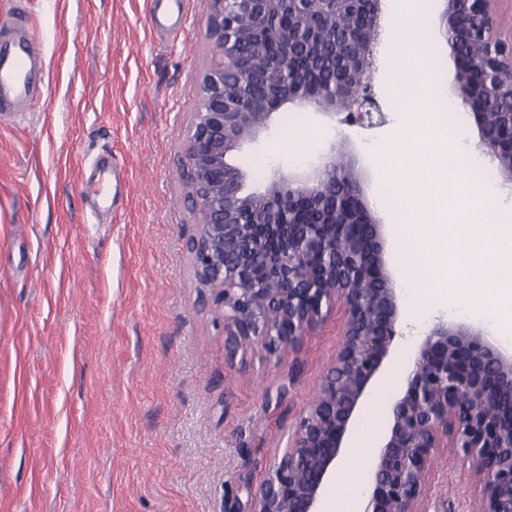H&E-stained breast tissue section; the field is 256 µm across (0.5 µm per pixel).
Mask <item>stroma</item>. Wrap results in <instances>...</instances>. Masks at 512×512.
<instances>
[{
	"label": "stroma",
	"instance_id": "35a3bbf8",
	"mask_svg": "<svg viewBox=\"0 0 512 512\" xmlns=\"http://www.w3.org/2000/svg\"><path fill=\"white\" fill-rule=\"evenodd\" d=\"M189 25L155 31L150 0H0V21L32 16L44 81L29 112L0 119V512H245L332 368L343 306L294 350L232 362L224 327L193 276L195 226L182 176L195 88L214 44L210 0H184ZM388 45L374 90L384 126L362 129L298 105L232 160L246 189L288 168L291 120L372 164L404 115ZM112 156L127 171L102 221L83 184ZM408 358L429 322L401 302ZM423 512H481L469 460L438 448Z\"/></svg>",
	"mask_w": 512,
	"mask_h": 512
}]
</instances>
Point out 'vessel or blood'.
Returning <instances> with one entry per match:
<instances>
[{"mask_svg":"<svg viewBox=\"0 0 512 512\" xmlns=\"http://www.w3.org/2000/svg\"><path fill=\"white\" fill-rule=\"evenodd\" d=\"M43 77L42 52L32 21L10 19L0 25V115L16 117L27 108ZM123 167L113 160L102 162L95 179L86 186L108 205L109 191Z\"/></svg>","mask_w":512,"mask_h":512,"instance_id":"obj_1","label":"vessel or blood"}]
</instances>
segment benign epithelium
<instances>
[{"instance_id": "obj_1", "label": "benign epithelium", "mask_w": 512, "mask_h": 512, "mask_svg": "<svg viewBox=\"0 0 512 512\" xmlns=\"http://www.w3.org/2000/svg\"><path fill=\"white\" fill-rule=\"evenodd\" d=\"M496 0H444L440 18L456 61L455 94L471 112L478 147L501 162L512 184V37L498 35ZM212 0L208 31L215 50L196 89L200 110L185 145L190 209L196 233L189 241L194 278L224 322L230 357L257 348L271 357L299 344L337 303L345 307L343 341L332 373L300 419L288 447L267 477L249 492L247 512H319L336 458L395 338L401 335L399 296L386 260L384 222L363 188V177L336 187V147L305 173L273 172L262 192H245L247 173L231 155L259 139L288 104L326 116L344 115L361 128L385 124L372 83L350 90L305 93L306 74L290 79L288 63L336 41V25L358 47V69L372 68L381 35L382 0ZM251 15L260 35L278 44L253 58L237 31ZM301 37H285L282 16ZM272 92L245 93L257 75ZM494 101L508 111L494 131L486 111ZM310 214L295 219L298 206ZM512 392V354L482 330L438 320L425 334L404 393L391 406V427L380 446L363 512H417L426 496L431 451L454 448L472 460L484 512H512V413L491 414Z\"/></svg>"}]
</instances>
